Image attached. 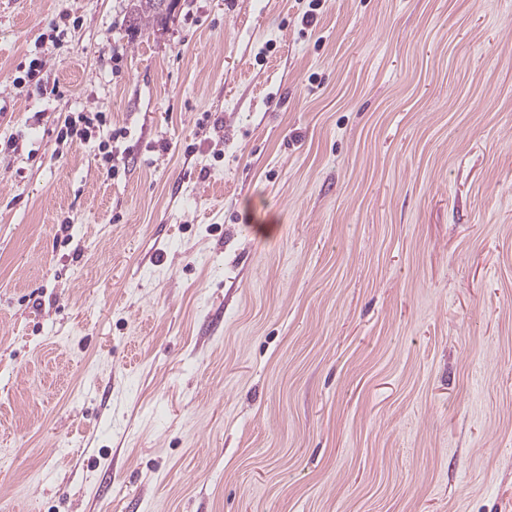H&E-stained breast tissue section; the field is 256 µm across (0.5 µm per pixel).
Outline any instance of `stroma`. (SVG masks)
I'll list each match as a JSON object with an SVG mask.
<instances>
[{
  "label": "stroma",
  "instance_id": "obj_1",
  "mask_svg": "<svg viewBox=\"0 0 512 512\" xmlns=\"http://www.w3.org/2000/svg\"><path fill=\"white\" fill-rule=\"evenodd\" d=\"M132 22L0 0V512H512V0ZM106 117L102 112H88V114L78 115L77 120H71L66 126L65 130L60 131L57 135V139L63 142L74 138L81 140H87L91 137L92 132L95 128L105 122Z\"/></svg>",
  "mask_w": 512,
  "mask_h": 512
}]
</instances>
